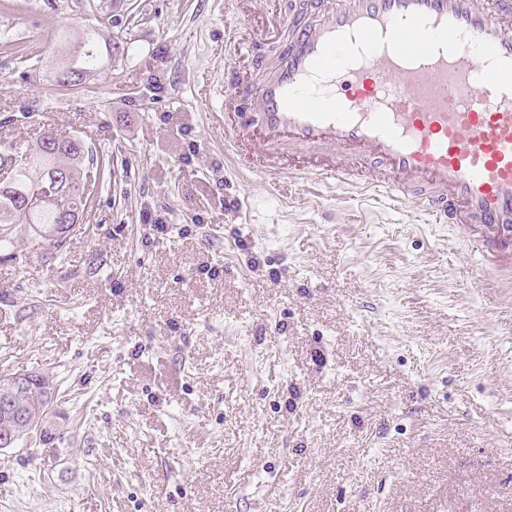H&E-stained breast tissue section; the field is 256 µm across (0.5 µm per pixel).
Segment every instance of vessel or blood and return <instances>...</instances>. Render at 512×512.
Listing matches in <instances>:
<instances>
[{
	"mask_svg": "<svg viewBox=\"0 0 512 512\" xmlns=\"http://www.w3.org/2000/svg\"><path fill=\"white\" fill-rule=\"evenodd\" d=\"M276 27L272 57L244 17L224 35L252 61L224 81L237 171L385 194L512 284V0H309Z\"/></svg>",
	"mask_w": 512,
	"mask_h": 512,
	"instance_id": "vessel-or-blood-1",
	"label": "vessel or blood"
}]
</instances>
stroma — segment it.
Here are the masks:
<instances>
[{
    "mask_svg": "<svg viewBox=\"0 0 512 512\" xmlns=\"http://www.w3.org/2000/svg\"><path fill=\"white\" fill-rule=\"evenodd\" d=\"M234 23L0 0V154L49 130L112 160L63 253L0 258V374L55 388L0 512H512V287L385 197L239 177ZM91 28L100 68L60 85Z\"/></svg>",
    "mask_w": 512,
    "mask_h": 512,
    "instance_id": "obj_1",
    "label": "stroma"
}]
</instances>
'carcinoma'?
I'll return each instance as SVG.
<instances>
[{
  "mask_svg": "<svg viewBox=\"0 0 512 512\" xmlns=\"http://www.w3.org/2000/svg\"><path fill=\"white\" fill-rule=\"evenodd\" d=\"M99 33L89 29L79 43L73 65L58 75V83H71L70 74L85 76L99 69ZM112 176V163L89 149L79 138L43 133L30 149L16 156L11 177L0 181V251L26 242L63 251L67 242L56 243L51 234L60 230L63 216L82 214L92 189ZM22 389L28 420L37 432L52 400L49 377L35 374Z\"/></svg>",
  "mask_w": 512,
  "mask_h": 512,
  "instance_id": "cac0c4a2",
  "label": "carcinoma"
}]
</instances>
